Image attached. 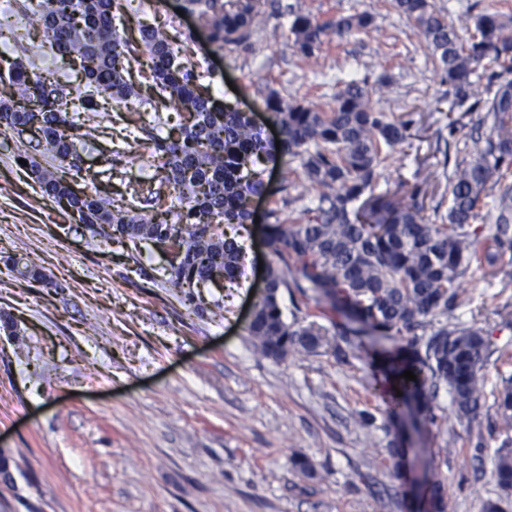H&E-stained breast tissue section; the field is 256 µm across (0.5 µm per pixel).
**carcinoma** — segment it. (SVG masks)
I'll return each mask as SVG.
<instances>
[{
	"label": "carcinoma",
	"instance_id": "carcinoma-1",
	"mask_svg": "<svg viewBox=\"0 0 512 512\" xmlns=\"http://www.w3.org/2000/svg\"><path fill=\"white\" fill-rule=\"evenodd\" d=\"M132 0H36L32 14L54 55L82 74L77 96L47 71L34 72L0 55V80L11 93L0 98V128L39 124L52 164L24 155L27 170L43 195L75 216L92 236L103 240H150L168 255L167 282L187 301L192 289L220 276L235 284L243 276L246 252L224 232L226 224L250 220L248 203L266 193L257 166L300 161L319 204L304 223L269 210L265 241L276 263L266 271L267 291L255 302L247 326L257 354L281 360L315 353L328 344L323 328L287 321L281 290H313L377 342L405 338V356L392 357L388 370L402 395L394 403L412 405L437 419L435 398L448 390L459 418L472 422L480 408L492 351L473 325L448 316L470 305L460 282L476 270L498 271L504 248L512 247V17L484 9L473 17L474 33L465 41L448 16L429 0H392L428 41L442 81L448 84V135L482 112L487 132L448 166V211L434 219L422 215L420 188L398 185L390 195H373L385 162L383 148L412 136L413 114L400 117L375 110L356 79L341 81L333 103L285 104L272 93L269 120L280 142L263 137L251 117L229 102L216 104L191 70L178 62L179 47L164 26H142L134 41L121 38L115 13ZM209 39L222 49L246 42L263 16V0H186ZM366 12L338 14L321 22L294 15L290 32L297 52L312 58L323 38L342 39L369 29ZM149 56L147 102L155 121L169 125L159 107L173 106L188 121L164 136L146 139L153 173L142 182L138 204L110 202L96 192L74 187L78 150L99 134L100 101L127 106L139 96L129 79L131 43ZM496 203L492 233L481 236L486 199ZM22 277L43 278L33 259L12 260ZM410 370L416 380L401 377ZM496 422L505 438L495 457L498 485L512 489V376L493 392Z\"/></svg>",
	"mask_w": 512,
	"mask_h": 512
}]
</instances>
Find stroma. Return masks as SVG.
I'll use <instances>...</instances> for the list:
<instances>
[{
    "instance_id": "obj_1",
    "label": "stroma",
    "mask_w": 512,
    "mask_h": 512,
    "mask_svg": "<svg viewBox=\"0 0 512 512\" xmlns=\"http://www.w3.org/2000/svg\"><path fill=\"white\" fill-rule=\"evenodd\" d=\"M250 39L216 49L184 0H142L137 14L116 16L119 35L141 25L167 24L183 41L181 57L215 100L252 113L267 137L266 100L331 103L338 82L364 81L381 112L416 113L411 139L389 153L378 191L420 178L426 209H447L442 166H420L444 148L448 118L436 101L443 85L424 36L391 0H265ZM462 38L472 18L490 6L512 15V0H430ZM367 12L373 26L348 39L325 41L303 59L289 30L293 14L326 20ZM0 52L27 67L55 72L73 93L78 71L32 32ZM153 126L141 98L105 110L100 134L82 152L81 166L106 198H131L151 173L138 140ZM125 152L114 155L113 147ZM26 151L41 164L51 157L33 132L0 133V512H426V476L444 483L445 512H483L500 496L492 456L501 436L491 394L512 375V250L494 278L475 272L472 297L459 317L482 328L493 351L487 396L474 425L460 420L449 393L437 399L436 421L413 422L403 411L387 422L382 401L385 351L351 337L343 357L330 347L283 360L253 350L245 330L259 265L275 262L258 223L281 202L288 167L261 166L269 195L254 200L253 222L239 239L247 266L238 285L201 289L195 302L165 281L164 257L148 241L96 244L89 230L59 212L14 162ZM39 257L36 281L11 271L8 258ZM223 303L215 314V303ZM285 313L296 312L335 334L344 318L315 293L283 292ZM375 417L371 428L360 411ZM480 429L475 448L470 428ZM404 450L395 472L388 450ZM307 458L314 475L292 464Z\"/></svg>"
}]
</instances>
